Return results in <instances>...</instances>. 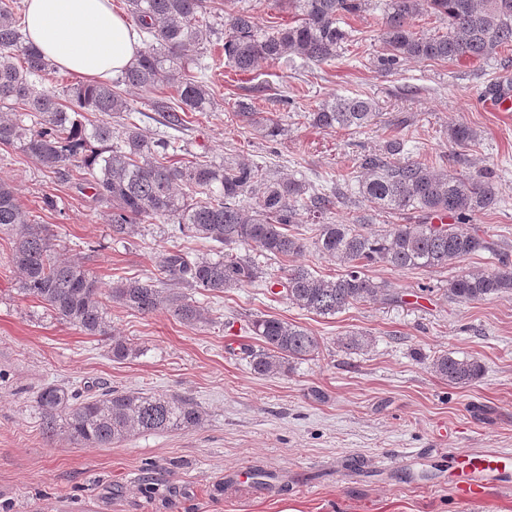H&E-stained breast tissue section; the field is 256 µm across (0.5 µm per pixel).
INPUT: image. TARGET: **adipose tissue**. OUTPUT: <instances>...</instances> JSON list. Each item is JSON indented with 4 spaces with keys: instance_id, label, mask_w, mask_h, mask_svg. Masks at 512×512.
Here are the masks:
<instances>
[{
    "instance_id": "ef3b65f1",
    "label": "adipose tissue",
    "mask_w": 512,
    "mask_h": 512,
    "mask_svg": "<svg viewBox=\"0 0 512 512\" xmlns=\"http://www.w3.org/2000/svg\"><path fill=\"white\" fill-rule=\"evenodd\" d=\"M24 25L47 59L86 83L112 79L139 50L135 31L112 0H25Z\"/></svg>"
}]
</instances>
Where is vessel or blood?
Returning <instances> with one entry per match:
<instances>
[{"label":"vessel or blood","mask_w":512,"mask_h":512,"mask_svg":"<svg viewBox=\"0 0 512 512\" xmlns=\"http://www.w3.org/2000/svg\"><path fill=\"white\" fill-rule=\"evenodd\" d=\"M454 494L462 502L475 503L485 497L489 483L512 480V456L488 451L475 456L458 454L452 461Z\"/></svg>","instance_id":"1"}]
</instances>
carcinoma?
<instances>
[{"mask_svg":"<svg viewBox=\"0 0 512 512\" xmlns=\"http://www.w3.org/2000/svg\"><path fill=\"white\" fill-rule=\"evenodd\" d=\"M297 20L264 29L253 14L229 8L221 16L224 60L240 72L259 63L298 57L319 65L336 57L347 38L344 19L362 12L368 0H286ZM17 0H0V145L28 155L48 171L66 175L76 169L93 190L110 224L112 239L138 233L139 225L165 219L173 231L221 247L218 254L192 257L167 251L157 273L126 279L103 290L84 263L57 256L53 234L37 224L19 204L13 187L0 181V228L12 235L10 262L20 275V292L39 301L58 319L89 336L105 334L104 300L140 314L168 310L189 325L210 321L209 310L193 294L222 293L227 288L259 284L287 288L286 299L316 315H334L346 307L378 298L395 301L385 285L365 273L367 266L385 263L399 270L445 269L470 256L492 250L474 219L498 203L492 172L466 176L414 160L404 154V141L391 139L383 150L362 157L359 193L381 213L394 214L404 224L367 230L363 218L349 224H319L314 245L345 267L336 277L320 276L295 265L284 276L268 272L249 254L259 250L266 259L294 257L304 239L291 232L300 212H330L341 188L309 191L293 176L274 179L253 163L174 160L177 146L165 133L147 135L131 121L132 108L117 91L125 85L152 93L175 88L173 102L156 103L166 126L185 125L188 112H207L213 98L199 64L206 0H126L131 21L142 35L135 62L115 84L77 85L64 97L44 86L55 66L29 44L16 13ZM429 12L446 23L445 31L420 34L412 21ZM385 54L380 64L399 59L445 61L489 59L512 46V0H386L383 33ZM234 116L263 138L281 135L274 120L241 100ZM379 113L363 97H336L309 113L319 128L358 132ZM448 138L465 145L477 132L451 125ZM446 213L451 224H433ZM448 299L482 301L512 299V262L448 280ZM260 341L245 354L260 375L286 374L297 360L320 354L321 342L308 329L275 316H260L250 324ZM433 371L450 385L464 387L477 380L482 365L467 356L441 354ZM37 403L48 434L61 432L78 445L106 447L134 433L185 431L199 427L203 411L179 394L112 390L81 401L64 387L49 385Z\"/></svg>","mask_w":512,"mask_h":512,"instance_id":"obj_1","label":"carcinoma"}]
</instances>
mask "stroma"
<instances>
[{
	"label": "stroma",
	"mask_w": 512,
	"mask_h": 512,
	"mask_svg": "<svg viewBox=\"0 0 512 512\" xmlns=\"http://www.w3.org/2000/svg\"><path fill=\"white\" fill-rule=\"evenodd\" d=\"M384 3L369 0L349 17V41L318 66L292 58L237 72L224 62L222 38L212 36L203 50L217 105L189 113L174 131L177 156L252 162L275 177L302 176L318 191L346 182L349 199L328 221L366 215L379 229L400 218L374 213L361 196L360 160L400 138L411 158L462 175L492 171L501 204L474 222L491 251L438 271L371 265L369 276L395 301L333 316L246 285L197 295L212 319L194 325L110 302L106 335L89 336L20 293L11 237L0 231V512H512V490L496 486L483 503L460 504L448 475L453 454L512 453V299L462 304L444 295L451 277L512 254V112L482 103L489 87L512 77V47L488 60L407 59L384 69ZM285 94L291 104H282ZM340 95L373 99L379 122L356 133L312 126L309 112ZM246 96L281 125L278 141L233 118ZM454 124L473 128L477 141L453 144ZM0 180L102 287L155 273L168 250L212 252L154 219L128 240H112L78 172L52 174L3 145ZM46 195L57 199L56 210L43 209ZM263 314L311 330L320 354L285 374H255L243 349L256 343L249 320ZM353 331L370 345L344 348L341 338ZM116 337L137 345V354L114 359ZM444 353L479 360L481 378L466 387L440 379L431 364ZM48 384L83 397L109 387L178 393L204 421L190 431L135 433L106 448L79 446L44 435L37 394Z\"/></svg>",
	"instance_id": "35a3bbf8"
}]
</instances>
